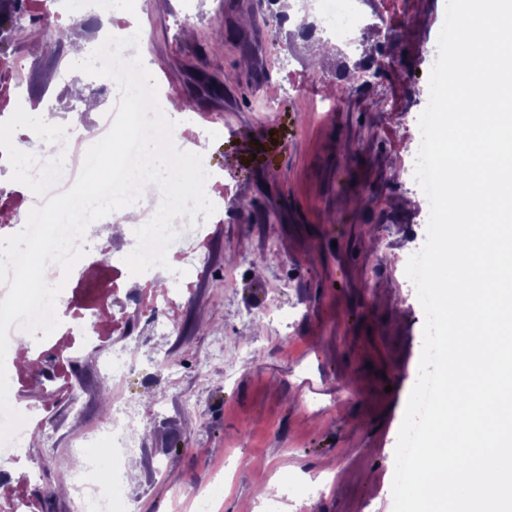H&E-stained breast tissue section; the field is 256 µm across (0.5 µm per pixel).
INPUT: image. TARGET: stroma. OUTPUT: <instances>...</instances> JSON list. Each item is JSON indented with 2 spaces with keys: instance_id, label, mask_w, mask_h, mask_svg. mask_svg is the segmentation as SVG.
Returning a JSON list of instances; mask_svg holds the SVG:
<instances>
[{
  "instance_id": "obj_1",
  "label": "stroma",
  "mask_w": 512,
  "mask_h": 512,
  "mask_svg": "<svg viewBox=\"0 0 512 512\" xmlns=\"http://www.w3.org/2000/svg\"><path fill=\"white\" fill-rule=\"evenodd\" d=\"M50 9L47 34L66 30L99 44L140 29L146 68L167 98L186 151L200 149L221 175V215L205 241L186 249L208 257L204 272L185 269L182 294L165 304L174 331L155 335L128 298L147 283L129 268L75 266L65 284L72 317L98 313L110 336L82 346L56 329L10 343L5 364L13 406L36 423L0 478V512H71L58 485L72 473L73 448L111 410L98 377L100 356L130 347L136 362L119 388L135 424L121 461L125 496L116 512H393L395 448L416 382L424 320L403 265L423 236L424 206L405 171L413 112L429 94L427 51L436 44L446 0H367L371 14L358 55L311 65L305 43L289 39L271 0H240L254 49L218 26L225 0H199L184 23L182 0H127L86 15L84 0ZM21 51L31 56L28 107L15 127V170L52 135L45 98L65 102L74 136L87 134L108 102L66 98L85 81L67 50L45 53L33 41L0 52V85ZM350 75L338 95V65ZM265 86H255L258 64ZM219 73L214 95L200 72ZM276 98L275 111L264 109ZM278 251L280 261L265 257ZM68 360L64 385L45 372L44 351Z\"/></svg>"
}]
</instances>
